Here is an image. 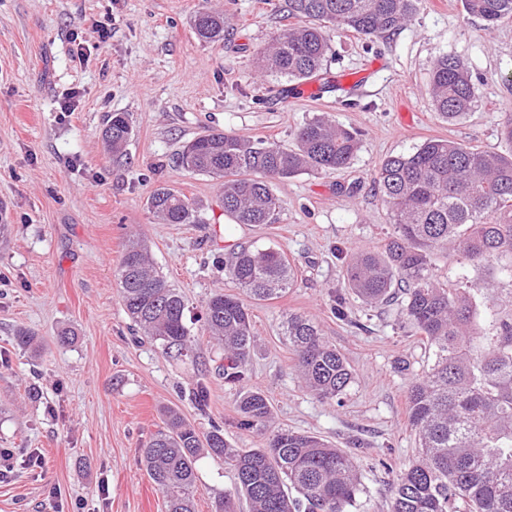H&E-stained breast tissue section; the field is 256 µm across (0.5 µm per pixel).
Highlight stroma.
<instances>
[{"label":"stroma","mask_w":512,"mask_h":512,"mask_svg":"<svg viewBox=\"0 0 512 512\" xmlns=\"http://www.w3.org/2000/svg\"><path fill=\"white\" fill-rule=\"evenodd\" d=\"M206 7L229 22L221 42H201L192 29ZM288 23L286 0H0V204L9 222L0 242V449L16 453L0 479V512H56L54 488L81 501L82 512H165L140 459L163 407L180 408L203 431L219 424L233 447L255 448L259 436L238 426L243 386L265 391L277 426L354 454L362 481L354 512H389L391 486L416 453L407 384L430 354L400 305L371 308L347 295L342 319L335 297L351 253L379 249L392 230L374 182L383 158L430 138L512 152L496 121L512 112V20L489 32L460 0H422L394 35H333L323 68L352 83L311 94L256 68L259 50ZM445 54L467 63L478 100L452 123L428 91ZM69 93L77 108L65 112ZM115 112L133 129L119 155L102 135ZM316 114L358 129L361 148L344 170L275 181V223H235L219 179L176 163L206 130L288 145ZM162 184L196 201L202 223L154 220L146 202ZM133 233L185 299L199 339L194 356L169 357L136 334L124 311L115 272ZM241 245L284 251L297 282L281 298L248 301L255 346L238 386L218 373L222 352L204 341L201 315L213 292H233L222 262ZM434 268L441 280L479 287L480 325L512 311V280L490 278L452 252L436 254ZM289 314L316 322L350 363L354 379L340 401H320L300 379L280 334ZM20 328L41 351L17 345ZM64 329L75 344H59ZM201 384L209 392L203 413L192 401ZM22 448L40 465L24 464ZM381 456L392 471L376 467ZM196 473V512H215L234 472L204 456Z\"/></svg>","instance_id":"stroma-1"}]
</instances>
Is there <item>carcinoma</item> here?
I'll use <instances>...</instances> for the list:
<instances>
[{
    "label": "carcinoma",
    "mask_w": 512,
    "mask_h": 512,
    "mask_svg": "<svg viewBox=\"0 0 512 512\" xmlns=\"http://www.w3.org/2000/svg\"><path fill=\"white\" fill-rule=\"evenodd\" d=\"M288 18L258 54L259 67L289 80L310 79L322 69L330 35L364 37L395 33L416 16L421 0H287ZM467 15L492 32L512 20V0H462ZM224 13L202 10L192 19L199 40L224 38ZM429 93L438 115L454 122L476 103L466 63L443 55L434 63ZM112 151L123 150L132 127L112 113L103 131ZM360 149L358 131L323 114L307 119L285 147L212 131L184 148L186 171L222 180L224 212L238 224H272L281 204L273 182L303 172L349 167ZM377 182L392 233L383 251L359 250L346 266L349 290L376 306L400 300L416 333L425 337L432 364L408 389V418L418 453L400 471L392 512H512V313L491 317L490 346L479 348L474 288L440 281L433 256L453 246L473 267H490L512 279V153L500 154L447 139L424 142L409 154L384 158ZM147 208L165 224H196L198 207L160 185ZM225 275L255 301L279 298L295 285L287 255L275 248L241 246L224 260ZM127 315L170 356H190L197 345L184 322L185 300L132 241L116 270ZM207 338L224 350L220 369L228 383L248 378L255 336L248 306L216 291L205 303ZM281 335L294 352L306 387L323 402L338 401L352 382L345 356L309 318L290 314ZM240 426L263 436L257 448H233L224 430L201 434L179 410H163V427L141 457L166 512H194L196 462L206 454L231 466L235 487L216 512H351L361 491L354 458L322 438L272 423L265 392H239Z\"/></svg>",
    "instance_id": "carcinoma-1"
}]
</instances>
